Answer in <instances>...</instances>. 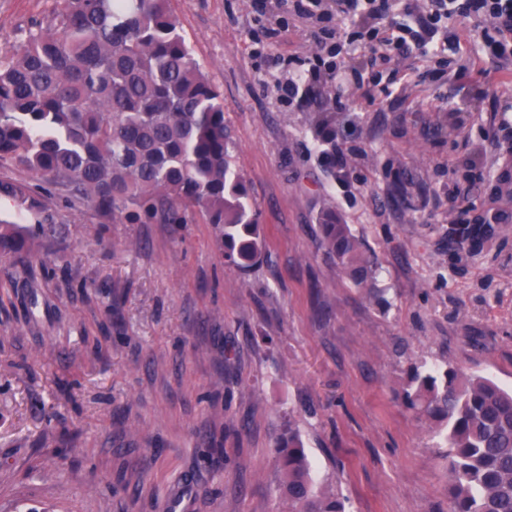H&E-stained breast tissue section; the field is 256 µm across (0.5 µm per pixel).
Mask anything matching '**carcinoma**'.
Returning <instances> with one entry per match:
<instances>
[{
    "instance_id": "1",
    "label": "carcinoma",
    "mask_w": 512,
    "mask_h": 512,
    "mask_svg": "<svg viewBox=\"0 0 512 512\" xmlns=\"http://www.w3.org/2000/svg\"><path fill=\"white\" fill-rule=\"evenodd\" d=\"M332 112L315 121L322 150L336 148ZM0 160L69 189L107 218L219 228L224 256L239 270L262 258L258 214L232 170L224 98L194 60L171 0H61L22 43L0 52ZM0 195L25 211L41 203L24 186ZM320 245L357 286L374 268L332 208L316 217ZM54 231L0 224L7 260ZM404 400L435 425L447 446L448 512H512V390L456 367H411ZM291 512H345L315 489L299 435L282 430L274 448Z\"/></svg>"
}]
</instances>
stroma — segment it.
<instances>
[{
  "label": "stroma",
  "instance_id": "stroma-1",
  "mask_svg": "<svg viewBox=\"0 0 512 512\" xmlns=\"http://www.w3.org/2000/svg\"><path fill=\"white\" fill-rule=\"evenodd\" d=\"M55 0H0V50ZM224 96L234 169L262 262L229 267L212 224H130L0 165L42 212L0 198V222L63 227L0 261V512H288L275 440L299 432L316 487L346 512H448V461L407 407L411 365L512 387V76H480L470 27L445 84H396L336 116L358 175L318 157L313 110L278 84L315 64L306 29L266 31L275 0H172ZM459 116L449 129L448 114ZM472 215L448 218L455 190ZM335 208L377 275L355 287L316 215Z\"/></svg>",
  "mask_w": 512,
  "mask_h": 512
}]
</instances>
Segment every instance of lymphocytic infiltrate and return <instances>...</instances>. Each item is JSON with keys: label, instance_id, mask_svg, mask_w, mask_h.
<instances>
[{"label": "lymphocytic infiltrate", "instance_id": "obj_1", "mask_svg": "<svg viewBox=\"0 0 512 512\" xmlns=\"http://www.w3.org/2000/svg\"><path fill=\"white\" fill-rule=\"evenodd\" d=\"M331 0L330 9L317 18L321 24L318 46L328 61L325 67L299 68L280 87L281 96L312 105L329 93L338 112L352 109L347 88L368 103L388 98L392 86L382 83L380 68L411 51L427 59L455 50L458 18H479V39L488 54L512 59V0Z\"/></svg>", "mask_w": 512, "mask_h": 512}]
</instances>
